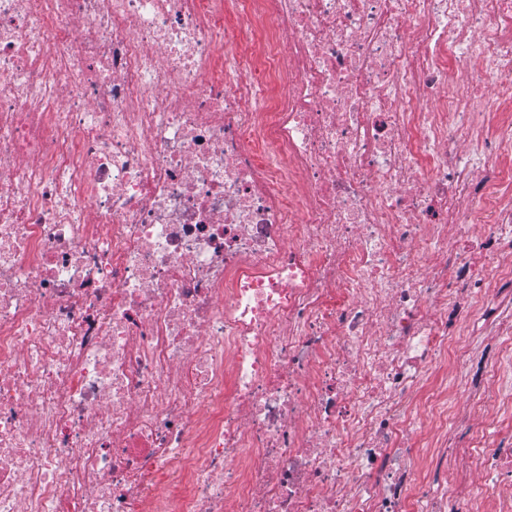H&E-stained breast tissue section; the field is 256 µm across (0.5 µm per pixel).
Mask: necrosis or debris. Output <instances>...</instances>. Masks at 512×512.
I'll return each mask as SVG.
<instances>
[{"label":"necrosis or debris","mask_w":512,"mask_h":512,"mask_svg":"<svg viewBox=\"0 0 512 512\" xmlns=\"http://www.w3.org/2000/svg\"><path fill=\"white\" fill-rule=\"evenodd\" d=\"M485 329L512 0H0V512H512Z\"/></svg>","instance_id":"necrosis-or-debris-1"}]
</instances>
